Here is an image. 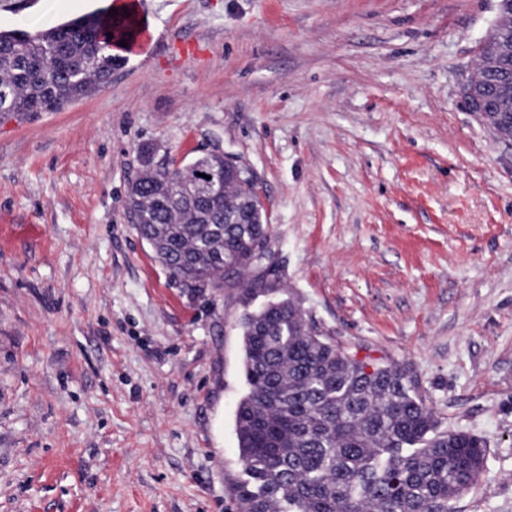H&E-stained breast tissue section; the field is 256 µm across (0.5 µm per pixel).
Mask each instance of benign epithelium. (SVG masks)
Returning a JSON list of instances; mask_svg holds the SVG:
<instances>
[{"label":"benign epithelium","mask_w":512,"mask_h":512,"mask_svg":"<svg viewBox=\"0 0 512 512\" xmlns=\"http://www.w3.org/2000/svg\"><path fill=\"white\" fill-rule=\"evenodd\" d=\"M500 9L491 34L483 40L492 45L489 59L475 62L474 76L464 84L462 98L470 111L497 136H502L501 118L512 113V87L491 98L489 77L512 63V0H499Z\"/></svg>","instance_id":"1"}]
</instances>
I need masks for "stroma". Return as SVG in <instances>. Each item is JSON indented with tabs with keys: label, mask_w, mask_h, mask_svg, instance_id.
I'll return each mask as SVG.
<instances>
[{
	"label": "stroma",
	"mask_w": 512,
	"mask_h": 512,
	"mask_svg": "<svg viewBox=\"0 0 512 512\" xmlns=\"http://www.w3.org/2000/svg\"><path fill=\"white\" fill-rule=\"evenodd\" d=\"M119 0H0L36 34ZM146 42L0 121V512H238V322L293 296L487 444L512 512V140L461 99L498 0H131ZM195 43L198 54H184ZM259 182L275 291L190 288L127 220L139 146Z\"/></svg>",
	"instance_id": "obj_1"
}]
</instances>
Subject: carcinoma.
Masks as SVG:
<instances>
[{
	"mask_svg": "<svg viewBox=\"0 0 512 512\" xmlns=\"http://www.w3.org/2000/svg\"><path fill=\"white\" fill-rule=\"evenodd\" d=\"M112 16L30 36L0 32V118L59 112L108 80ZM221 170V186L203 175ZM138 237L185 285L221 288L259 263L270 237L249 172L204 156L128 189ZM248 387L235 429L245 479L239 512H454L482 475L486 442L439 429L407 370L336 347L294 300L240 321Z\"/></svg>",
	"mask_w": 512,
	"mask_h": 512,
	"instance_id": "carcinoma-1",
	"label": "carcinoma"
}]
</instances>
